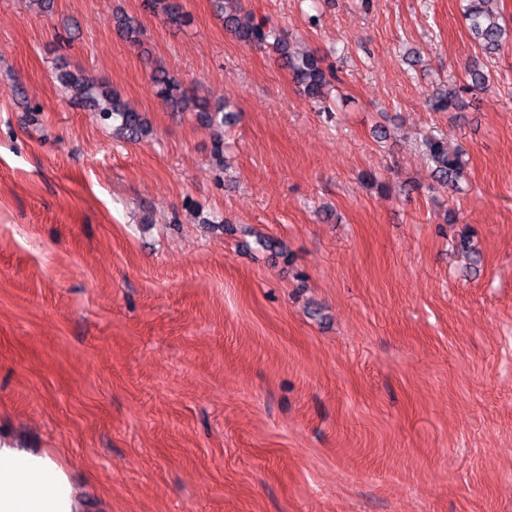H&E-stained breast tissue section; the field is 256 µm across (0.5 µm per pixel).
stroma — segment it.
<instances>
[{"mask_svg":"<svg viewBox=\"0 0 512 512\" xmlns=\"http://www.w3.org/2000/svg\"><path fill=\"white\" fill-rule=\"evenodd\" d=\"M182 4L0 0V430L103 512H512V46L483 56L463 0H242L336 68L328 116ZM476 60L490 91L434 110ZM159 67L229 101L223 160ZM75 70L150 134L73 102ZM422 146L423 153L431 164L435 181L459 189V182L464 178L465 170L463 153L449 152L444 138L431 132L423 137Z\"/></svg>","mask_w":512,"mask_h":512,"instance_id":"1","label":"stroma"}]
</instances>
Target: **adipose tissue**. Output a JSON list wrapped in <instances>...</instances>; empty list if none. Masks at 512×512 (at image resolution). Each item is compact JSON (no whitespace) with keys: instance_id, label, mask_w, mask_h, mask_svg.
Segmentation results:
<instances>
[{"instance_id":"ef3b65f1","label":"adipose tissue","mask_w":512,"mask_h":512,"mask_svg":"<svg viewBox=\"0 0 512 512\" xmlns=\"http://www.w3.org/2000/svg\"><path fill=\"white\" fill-rule=\"evenodd\" d=\"M90 505L56 454L0 435V512H87Z\"/></svg>"}]
</instances>
